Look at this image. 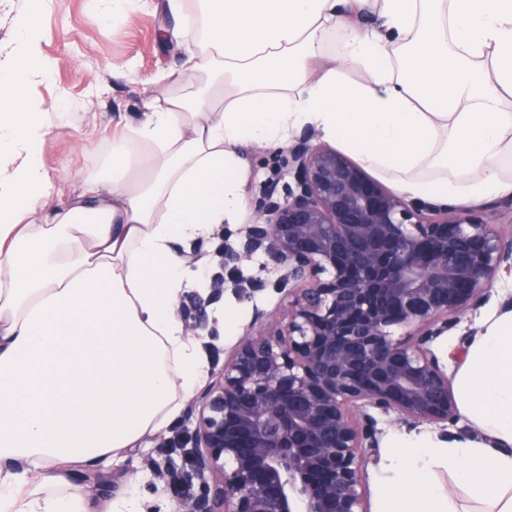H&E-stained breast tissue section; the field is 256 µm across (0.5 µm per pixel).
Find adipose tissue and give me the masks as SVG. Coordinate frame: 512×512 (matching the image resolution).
<instances>
[{"mask_svg": "<svg viewBox=\"0 0 512 512\" xmlns=\"http://www.w3.org/2000/svg\"><path fill=\"white\" fill-rule=\"evenodd\" d=\"M47 2L0 66V512H93L73 466L123 461L203 381L180 250L242 219L241 146L310 126L405 200L512 195V0H194L186 68L57 206L22 87L58 66ZM452 386L474 436L389 432L378 512H512V309L483 314Z\"/></svg>", "mask_w": 512, "mask_h": 512, "instance_id": "obj_1", "label": "adipose tissue"}]
</instances>
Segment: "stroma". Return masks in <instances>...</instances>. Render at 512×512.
Listing matches in <instances>:
<instances>
[{"label":"stroma","instance_id":"1","mask_svg":"<svg viewBox=\"0 0 512 512\" xmlns=\"http://www.w3.org/2000/svg\"><path fill=\"white\" fill-rule=\"evenodd\" d=\"M182 26V17L172 14L168 0H149L144 9L117 15L108 0H49L42 19L41 51L58 59L59 66L33 93L49 114L41 158L60 188V200L78 193L84 179L99 175L113 136L125 124L138 121L158 95L156 75L182 70L187 49L175 36ZM273 152V147L259 143L241 147L249 169L242 186L245 202H252L267 180L287 185L288 173L273 165ZM255 276L262 277L267 287L251 299H240L230 288L224 292L221 307L241 310L242 315L230 329L203 337L210 372L221 369L254 309L279 317L288 311L287 297L273 287L278 274L264 254L255 255L242 269V279ZM192 429V418L180 413L170 427L127 449L124 462L81 470L75 482L82 486L93 480L113 497L136 495L143 512H165L175 500L174 493L153 465L164 461L167 443L187 441Z\"/></svg>","mask_w":512,"mask_h":512}]
</instances>
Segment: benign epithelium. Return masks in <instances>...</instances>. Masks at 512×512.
Listing matches in <instances>:
<instances>
[{"label": "benign epithelium", "mask_w": 512, "mask_h": 512, "mask_svg": "<svg viewBox=\"0 0 512 512\" xmlns=\"http://www.w3.org/2000/svg\"><path fill=\"white\" fill-rule=\"evenodd\" d=\"M305 129L275 163L292 183L268 184L254 217L225 239L206 296L180 304L193 334L213 335L209 307L258 253L278 267L288 317L253 309L221 369L190 404L191 447L173 446L198 492L179 512H367L364 467L377 451L374 409L406 423L457 417L435 341L512 270V229L474 210L409 204Z\"/></svg>", "instance_id": "obj_1"}]
</instances>
